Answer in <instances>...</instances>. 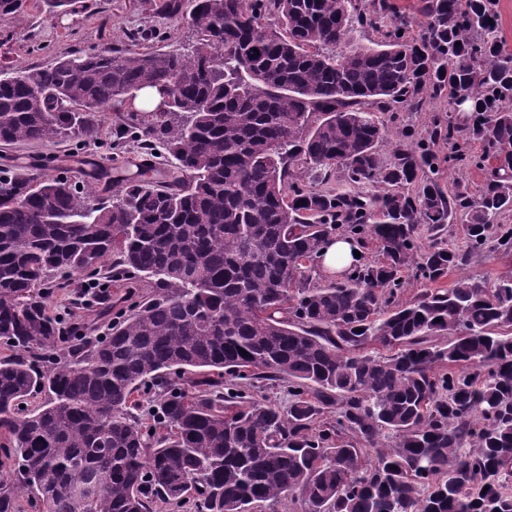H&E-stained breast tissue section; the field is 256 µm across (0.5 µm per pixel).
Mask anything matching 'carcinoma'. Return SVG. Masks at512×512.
Instances as JSON below:
<instances>
[{"instance_id": "obj_1", "label": "carcinoma", "mask_w": 512, "mask_h": 512, "mask_svg": "<svg viewBox=\"0 0 512 512\" xmlns=\"http://www.w3.org/2000/svg\"><path fill=\"white\" fill-rule=\"evenodd\" d=\"M28 0H0L19 17ZM187 53L74 55L0 78V145L98 138L95 114L174 160L166 185L100 200L63 176H0V512H512V271L400 301L487 250L512 253V51L495 0H192ZM422 20L415 21V16ZM382 36L355 43V28ZM347 48L329 53L328 47ZM448 97L472 118L413 144L384 114ZM490 170L474 194L432 177L441 141ZM340 174L343 188L314 183ZM467 217L464 250L423 224ZM344 229L382 260L318 286ZM154 294L105 336L50 314L53 288L112 270ZM246 354H241L238 349ZM288 384L283 408L265 394ZM389 436L392 445L380 446Z\"/></svg>"}]
</instances>
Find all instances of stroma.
<instances>
[{
	"instance_id": "obj_1",
	"label": "stroma",
	"mask_w": 512,
	"mask_h": 512,
	"mask_svg": "<svg viewBox=\"0 0 512 512\" xmlns=\"http://www.w3.org/2000/svg\"><path fill=\"white\" fill-rule=\"evenodd\" d=\"M164 0H78L75 10L62 12L48 0H30L26 12L18 18L0 16V73L19 69H39L75 52L121 50L137 36L141 47L153 50H187L196 34L184 17L191 0H180L183 12H162ZM131 102L115 104L101 115L98 140L76 144L74 140L50 147L23 145L1 148L0 171H34L70 178L77 184H91L99 197L107 198L113 189L129 181L149 180L168 183L174 171L170 163L155 159L153 165L141 167L147 154L138 141L127 140L121 150H113L117 117L135 113ZM479 143H440L437 177L441 183L461 182L478 189L486 173L475 167L448 166L449 154L461 151L477 154ZM84 280L72 278L68 287L54 289L49 308L60 322L84 323L88 335L96 336L114 325L120 313L142 302L152 293L148 279L113 278L98 296L87 295Z\"/></svg>"
}]
</instances>
